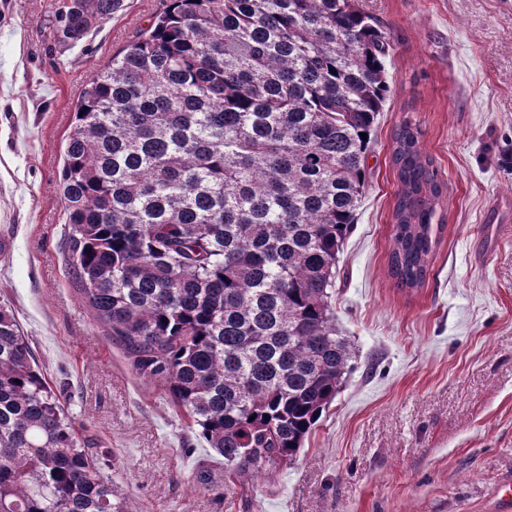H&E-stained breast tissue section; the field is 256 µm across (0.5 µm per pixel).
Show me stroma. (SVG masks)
Instances as JSON below:
<instances>
[{
	"label": "stroma",
	"instance_id": "1",
	"mask_svg": "<svg viewBox=\"0 0 512 512\" xmlns=\"http://www.w3.org/2000/svg\"><path fill=\"white\" fill-rule=\"evenodd\" d=\"M63 0H0V304L127 512H493L512 478V0H360L390 36L368 186L336 265L353 369L295 461L228 480L162 383L133 373L66 265L64 153L83 85L163 0L59 42ZM416 119L447 184L427 279L388 256L392 135Z\"/></svg>",
	"mask_w": 512,
	"mask_h": 512
}]
</instances>
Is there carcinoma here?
Here are the masks:
<instances>
[{"label":"carcinoma","mask_w":512,"mask_h":512,"mask_svg":"<svg viewBox=\"0 0 512 512\" xmlns=\"http://www.w3.org/2000/svg\"><path fill=\"white\" fill-rule=\"evenodd\" d=\"M122 0H73L63 44ZM390 37L358 0H165L86 83L65 149L67 263L139 377L163 384L229 478L287 466L354 353L336 262L367 186ZM366 133L362 140L360 133ZM393 131L389 269L426 281L445 183ZM0 305V512H125Z\"/></svg>","instance_id":"obj_1"}]
</instances>
